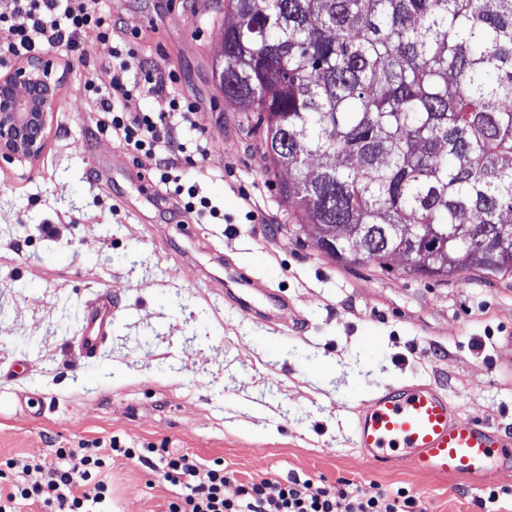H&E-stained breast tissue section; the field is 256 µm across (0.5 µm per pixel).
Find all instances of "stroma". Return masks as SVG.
<instances>
[{
  "mask_svg": "<svg viewBox=\"0 0 512 512\" xmlns=\"http://www.w3.org/2000/svg\"><path fill=\"white\" fill-rule=\"evenodd\" d=\"M145 60L171 69L212 136L183 161L224 209L199 224L157 187L146 199L128 169L147 171L103 113L75 89L68 49L48 51L65 80L46 148L28 177L0 171V458H53L59 448L119 437L220 460L235 480L291 478L374 493L412 489L428 512H484L499 493L512 512V469L486 478L421 474L402 460L371 466L352 448V410L388 386L434 383L464 417L512 428V273L472 268L448 278L340 263L296 226L242 106L212 70L224 0H102ZM283 291L277 323L224 304L225 265ZM112 296L94 356L77 332L86 302ZM298 333H289L294 316ZM377 337V350L364 339ZM112 512H164L178 489L115 458Z\"/></svg>",
  "mask_w": 512,
  "mask_h": 512,
  "instance_id": "1",
  "label": "stroma"
}]
</instances>
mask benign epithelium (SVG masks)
Listing matches in <instances>:
<instances>
[{
    "label": "benign epithelium",
    "mask_w": 512,
    "mask_h": 512,
    "mask_svg": "<svg viewBox=\"0 0 512 512\" xmlns=\"http://www.w3.org/2000/svg\"><path fill=\"white\" fill-rule=\"evenodd\" d=\"M60 87L42 57L0 72L1 170L30 171L40 159Z\"/></svg>",
    "instance_id": "benign-epithelium-1"
}]
</instances>
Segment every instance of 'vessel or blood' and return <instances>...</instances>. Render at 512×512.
Listing matches in <instances>:
<instances>
[{"instance_id":"1","label":"vessel or blood","mask_w":512,"mask_h":512,"mask_svg":"<svg viewBox=\"0 0 512 512\" xmlns=\"http://www.w3.org/2000/svg\"><path fill=\"white\" fill-rule=\"evenodd\" d=\"M224 302L244 318L263 322L288 308L286 297L241 269L225 272ZM111 313L109 296L88 302L79 329L85 353L101 344ZM351 441L370 463L401 457L423 474L484 477L512 464V433L479 418H463L446 391L426 382L388 387L362 402Z\"/></svg>"}]
</instances>
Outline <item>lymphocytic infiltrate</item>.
I'll return each mask as SVG.
<instances>
[{
    "label": "lymphocytic infiltrate",
    "mask_w": 512,
    "mask_h": 512,
    "mask_svg": "<svg viewBox=\"0 0 512 512\" xmlns=\"http://www.w3.org/2000/svg\"><path fill=\"white\" fill-rule=\"evenodd\" d=\"M95 29L107 50L106 64L112 71L108 88L85 80L80 93L96 100L103 112L111 114L113 130L123 132L134 152L154 162L163 186L171 187L180 207L195 215L198 223L223 219L224 214L202 196L197 186L182 182L181 157L205 155L209 139L200 135L198 108L182 95L171 97L165 112H131L126 103L134 94L160 95L174 72L143 66L135 43L115 41L116 22L101 10L99 0H15L7 14L0 13V61L28 57L45 47L67 43L73 59L87 64L88 52L78 36ZM139 69L142 78L129 84L126 75ZM193 130L189 143H175L174 133ZM135 459L159 470L164 481L180 487L166 512H427L420 496L400 487L366 494L351 486L331 488L310 479L288 482L264 478L239 484L234 497H226L224 486L233 475L221 461L202 464L197 455L166 448H129L118 437L94 440L78 448H59L51 461L32 457L6 459L0 465V482L10 481L11 490L0 499V512H13L16 502L40 503L46 512H99L112 495L107 480L113 458Z\"/></svg>",
    "instance_id": "1"
}]
</instances>
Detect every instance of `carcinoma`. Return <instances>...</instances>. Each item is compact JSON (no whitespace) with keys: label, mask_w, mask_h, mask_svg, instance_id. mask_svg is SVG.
<instances>
[{"label":"carcinoma","mask_w":512,"mask_h":512,"mask_svg":"<svg viewBox=\"0 0 512 512\" xmlns=\"http://www.w3.org/2000/svg\"><path fill=\"white\" fill-rule=\"evenodd\" d=\"M213 78L332 259L512 272V0H226ZM321 159L308 177L305 162Z\"/></svg>","instance_id":"obj_1"}]
</instances>
